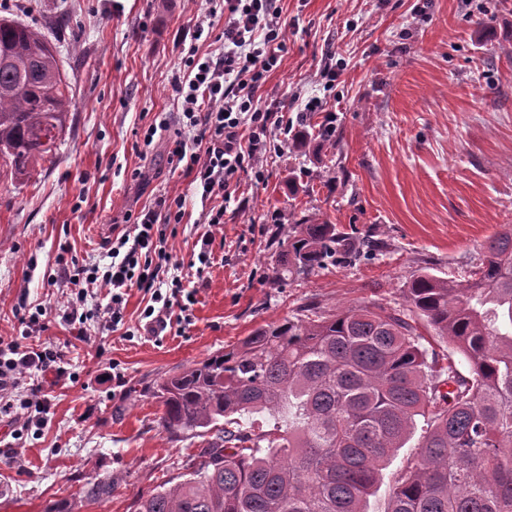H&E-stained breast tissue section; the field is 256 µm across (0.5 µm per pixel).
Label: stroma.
I'll use <instances>...</instances> for the list:
<instances>
[{
	"label": "stroma",
	"instance_id": "obj_1",
	"mask_svg": "<svg viewBox=\"0 0 512 512\" xmlns=\"http://www.w3.org/2000/svg\"><path fill=\"white\" fill-rule=\"evenodd\" d=\"M288 50L263 101L296 116L311 98L336 112L332 142L268 155L264 182L242 176L231 199H201L173 170L167 139L142 130L175 119V78L209 0H0V16L52 28L72 84L65 130L30 177L0 169V336L59 352L22 374L19 397L41 388L45 413L0 417V512H134L138 495L179 482L197 438L175 439L147 389L156 380L237 346L255 328L296 314L371 299L403 301L426 270L462 280L481 247L512 225V0H281ZM341 75L326 88L324 67ZM165 194L186 199L166 228V275L195 290L181 331L141 328L147 298L132 287L123 321L89 287L88 320H67L71 290L50 283L57 256L107 267L113 241L133 233L127 213ZM224 208V222L205 224ZM276 213L279 223H267ZM381 240L373 259L332 266L279 287L273 238L301 218ZM210 260L196 270L200 252ZM47 307L42 331L23 336V301ZM111 476L112 497L88 504L81 488Z\"/></svg>",
	"mask_w": 512,
	"mask_h": 512
}]
</instances>
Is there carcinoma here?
Wrapping results in <instances>:
<instances>
[{
	"label": "carcinoma",
	"instance_id": "obj_1",
	"mask_svg": "<svg viewBox=\"0 0 512 512\" xmlns=\"http://www.w3.org/2000/svg\"><path fill=\"white\" fill-rule=\"evenodd\" d=\"M71 84L45 28L0 18V167L27 177L63 133ZM384 249L326 221L301 219L278 242L281 287ZM470 364L424 345L419 323ZM151 395L172 434L201 437L186 478L135 512H367L382 470L426 430L393 477L385 512H512V226L461 282L422 271L404 303L373 300L300 314L166 376ZM273 420L263 429L259 416ZM91 504L112 479L82 487Z\"/></svg>",
	"mask_w": 512,
	"mask_h": 512
}]
</instances>
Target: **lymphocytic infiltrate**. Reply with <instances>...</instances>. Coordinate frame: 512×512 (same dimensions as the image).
I'll return each instance as SVG.
<instances>
[{
	"label": "lymphocytic infiltrate",
	"mask_w": 512,
	"mask_h": 512,
	"mask_svg": "<svg viewBox=\"0 0 512 512\" xmlns=\"http://www.w3.org/2000/svg\"><path fill=\"white\" fill-rule=\"evenodd\" d=\"M224 17V44L219 53L191 54L182 61V74L174 82L181 100L178 124L182 130L172 145L170 159L193 173L202 197L217 193L232 195L241 175L252 174L255 181L265 178L263 158L278 145L272 131L289 134L292 120L282 106L263 103L259 95L269 73L287 51L288 37L280 16L279 0H213ZM183 197L161 195L133 217L134 237H120V261L106 270L74 267L59 259L57 275L75 286L68 301L69 322L87 321L83 310L87 285L106 289L113 323L123 319L125 292L139 288L151 303L143 311L149 332L166 328L167 311L179 307L188 311L193 292L184 291L180 280H172L169 294H162L160 266L163 231L166 224L181 223L185 215ZM57 359L56 353L30 351L18 341L0 338V416L16 409H46L47 399L40 389L14 400L19 375L42 370Z\"/></svg>",
	"instance_id": "obj_1"
}]
</instances>
